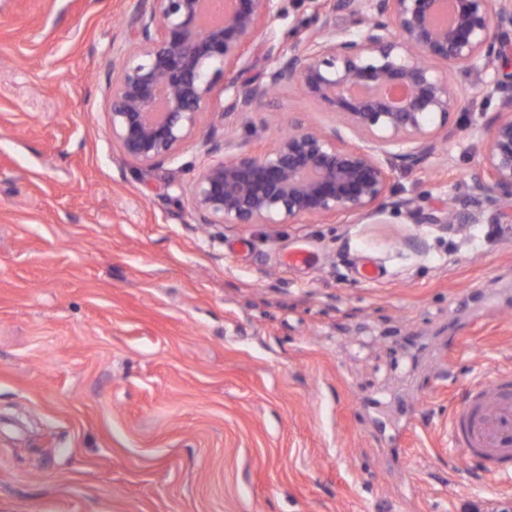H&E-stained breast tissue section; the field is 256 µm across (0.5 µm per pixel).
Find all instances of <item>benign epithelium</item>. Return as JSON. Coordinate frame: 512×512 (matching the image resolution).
<instances>
[{
  "mask_svg": "<svg viewBox=\"0 0 512 512\" xmlns=\"http://www.w3.org/2000/svg\"><path fill=\"white\" fill-rule=\"evenodd\" d=\"M314 2V33L286 50L274 43L278 0H225L214 26L203 22L204 0H136L133 41L112 61L110 129L122 157L148 166L173 157L220 89L223 140L208 133L201 145L222 158L189 188L199 223L359 222L389 208L446 231L455 213L396 198L394 175L437 155L453 115L472 124L479 98L496 107L467 187L492 212L512 198V0H450L449 9L445 0ZM260 38L270 65L248 77ZM391 86L408 89L402 103L383 95ZM288 89L325 105L360 143L335 126L300 124L258 153L244 149L248 115Z\"/></svg>",
  "mask_w": 512,
  "mask_h": 512,
  "instance_id": "obj_1",
  "label": "benign epithelium"
}]
</instances>
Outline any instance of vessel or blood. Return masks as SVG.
Here are the masks:
<instances>
[{
	"instance_id": "b4317fda",
	"label": "vessel or blood",
	"mask_w": 512,
	"mask_h": 512,
	"mask_svg": "<svg viewBox=\"0 0 512 512\" xmlns=\"http://www.w3.org/2000/svg\"><path fill=\"white\" fill-rule=\"evenodd\" d=\"M448 439L485 477L512 475V372L470 386L448 418Z\"/></svg>"
}]
</instances>
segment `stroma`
Masks as SVG:
<instances>
[{
	"label": "stroma",
	"instance_id": "stroma-1",
	"mask_svg": "<svg viewBox=\"0 0 512 512\" xmlns=\"http://www.w3.org/2000/svg\"><path fill=\"white\" fill-rule=\"evenodd\" d=\"M278 6L299 44L313 0ZM132 7L0 0V512H512L448 446L464 388L512 370V200L477 230L200 224L210 155L150 168L109 130ZM267 111L249 149L338 121L295 90ZM486 143L458 127L396 182L475 212Z\"/></svg>",
	"mask_w": 512,
	"mask_h": 512
}]
</instances>
